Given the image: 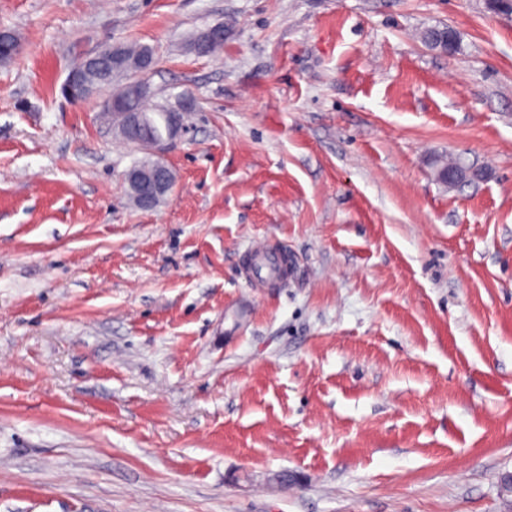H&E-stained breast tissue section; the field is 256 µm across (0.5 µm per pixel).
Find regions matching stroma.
<instances>
[{"label": "stroma", "mask_w": 512, "mask_h": 512, "mask_svg": "<svg viewBox=\"0 0 512 512\" xmlns=\"http://www.w3.org/2000/svg\"><path fill=\"white\" fill-rule=\"evenodd\" d=\"M445 25L451 55L422 39ZM1 27L0 512L512 507V17L0 0ZM126 41L156 101H193L153 210L140 152L60 94ZM451 159L482 177L438 182ZM257 240L285 281L251 286ZM105 53L112 54V44H109L94 53L88 54L75 63L62 84V95L71 103L81 101L84 95L92 91L91 72L88 67V61L93 56H101Z\"/></svg>", "instance_id": "stroma-1"}]
</instances>
